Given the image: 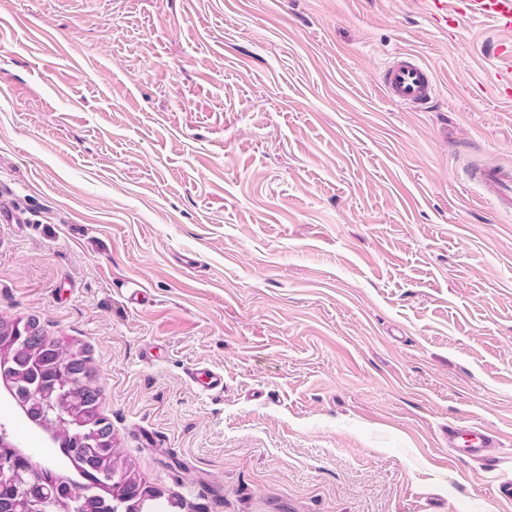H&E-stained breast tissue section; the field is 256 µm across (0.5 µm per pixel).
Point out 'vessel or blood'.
<instances>
[{"label": "vessel or blood", "instance_id": "b4317fda", "mask_svg": "<svg viewBox=\"0 0 512 512\" xmlns=\"http://www.w3.org/2000/svg\"><path fill=\"white\" fill-rule=\"evenodd\" d=\"M434 22L447 27L473 13L487 16L496 27L512 33V0H425ZM380 82L386 94L410 109L427 107L437 95V84L428 67L412 54L389 60L380 71ZM470 181L478 185L496 210L512 214V167L478 165L469 172ZM193 383L207 392H223L224 376L208 369L196 368L190 373ZM448 445L459 458L484 461L496 445L495 439L476 425H452L448 428Z\"/></svg>", "mask_w": 512, "mask_h": 512}]
</instances>
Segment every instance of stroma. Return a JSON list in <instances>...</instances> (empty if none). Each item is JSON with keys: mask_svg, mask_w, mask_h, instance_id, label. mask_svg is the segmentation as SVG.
Masks as SVG:
<instances>
[{"mask_svg": "<svg viewBox=\"0 0 512 512\" xmlns=\"http://www.w3.org/2000/svg\"><path fill=\"white\" fill-rule=\"evenodd\" d=\"M511 37L422 0H0V316L86 346L184 512H512V215L468 179L512 166ZM402 53L425 109L378 80ZM386 94L410 109L427 107L437 96V84L428 67L412 54L389 60L380 70ZM190 379L206 392L224 391V376L220 372L208 368H195L190 373ZM448 446L455 448L458 458L485 461L490 449L497 448V443L485 429L475 424L449 425Z\"/></svg>", "mask_w": 512, "mask_h": 512, "instance_id": "1", "label": "stroma"}]
</instances>
